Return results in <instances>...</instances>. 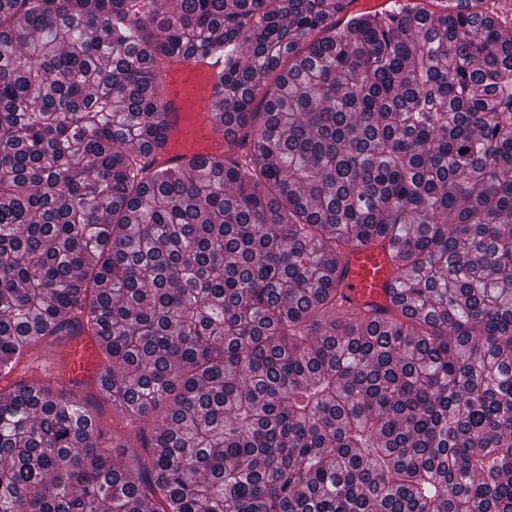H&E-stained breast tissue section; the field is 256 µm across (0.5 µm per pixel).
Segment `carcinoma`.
Masks as SVG:
<instances>
[{"label": "carcinoma", "mask_w": 512, "mask_h": 512, "mask_svg": "<svg viewBox=\"0 0 512 512\" xmlns=\"http://www.w3.org/2000/svg\"><path fill=\"white\" fill-rule=\"evenodd\" d=\"M436 2L0 0V512H512V0ZM173 56L224 153L155 169ZM83 333L87 404L25 376ZM332 277L337 288V312L353 319L390 314L398 269L387 241L344 247Z\"/></svg>", "instance_id": "obj_1"}]
</instances>
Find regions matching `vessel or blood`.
I'll list each match as a JSON object with an SVG mask.
<instances>
[{
	"mask_svg": "<svg viewBox=\"0 0 512 512\" xmlns=\"http://www.w3.org/2000/svg\"><path fill=\"white\" fill-rule=\"evenodd\" d=\"M223 60L174 59L159 73V97L163 136L151 160L158 166H175L191 157L221 153L224 140L217 132L212 113L222 103L218 79ZM336 309L353 318L390 314L398 270L387 242L373 241L343 248L341 262L333 271ZM64 374L71 387L96 386L103 362L95 340L87 335L68 337L60 350L58 366L38 369L39 377L51 380Z\"/></svg>",
	"mask_w": 512,
	"mask_h": 512,
	"instance_id": "b4317fda",
	"label": "vessel or blood"
}]
</instances>
